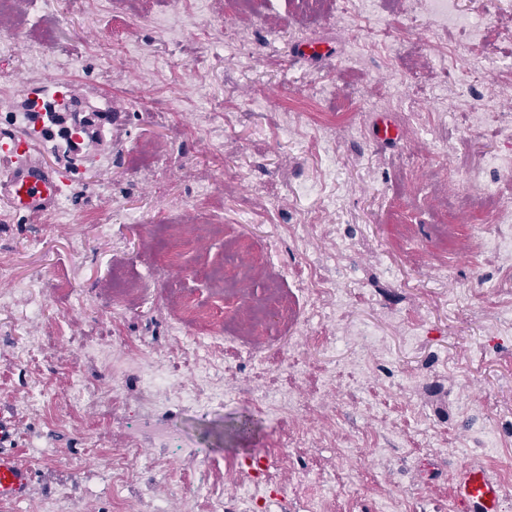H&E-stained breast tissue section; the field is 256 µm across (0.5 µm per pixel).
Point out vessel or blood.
<instances>
[{"label": "vessel or blood", "instance_id": "b4317fda", "mask_svg": "<svg viewBox=\"0 0 512 512\" xmlns=\"http://www.w3.org/2000/svg\"><path fill=\"white\" fill-rule=\"evenodd\" d=\"M50 85L29 92L21 109L26 112L33 135L27 136L13 126L0 127V172L15 209L44 212L56 202L65 178L60 172L43 168L35 159L43 141L54 138L52 123L46 119L44 105ZM11 424L0 415V512L27 498L32 482L31 470L18 460L12 449ZM455 498L463 512H501L502 489L485 469L461 465L455 484Z\"/></svg>", "mask_w": 512, "mask_h": 512}]
</instances>
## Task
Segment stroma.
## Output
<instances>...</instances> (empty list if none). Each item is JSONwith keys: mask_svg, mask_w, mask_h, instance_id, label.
<instances>
[{"mask_svg": "<svg viewBox=\"0 0 512 512\" xmlns=\"http://www.w3.org/2000/svg\"><path fill=\"white\" fill-rule=\"evenodd\" d=\"M343 2L309 19L294 0H258L250 12L231 0H19L16 14L0 16V29L31 25L0 50V118L47 81L112 113L81 156H37L67 172V212L16 213L0 194V261L10 268L0 278V413L34 473L14 512H71L75 499L86 512H113L108 466L133 434L148 468L128 492L135 512H200V486L229 510L248 480L267 512H379L386 495L410 512H461L450 496L460 465L498 472L512 459V275L494 248L447 250L432 216L448 198L477 193L466 170L512 155V138L460 108L447 65L420 51L432 0H390L373 13ZM148 5L171 24L142 27ZM228 28L251 45L249 56L226 43ZM304 43L334 55L301 58ZM380 118L400 128L394 146L373 138ZM325 126L336 132L330 152ZM144 143L156 157L147 167L131 157ZM228 165L238 174L230 183ZM117 209L124 223H111ZM207 218L223 234L180 245L165 235L169 222ZM233 238L246 248L241 262L272 256L294 275L284 296L330 317L318 336L301 324L269 341L261 361L215 350L223 407L169 408L196 363L175 297L205 312L203 332L218 334L266 287L261 269L234 298L215 291L209 271L224 265ZM312 269L335 280L341 300L297 291L295 279ZM60 274L71 296L57 295ZM123 281L146 294L139 311L120 316L112 287ZM145 350L173 376L151 412L132 374ZM292 357L303 376L290 372ZM78 378L117 389L119 403L73 404L67 391ZM34 386L52 391L48 407L28 405ZM268 390L311 407L285 422L255 411L254 396ZM465 400L493 433L463 412ZM243 415L257 433H232ZM299 428L309 441L281 457ZM361 432L381 441L355 454L370 484L351 501L337 452ZM84 438L93 451L83 452ZM194 449L212 466L189 486ZM247 456L274 464L255 478L233 466Z\"/></svg>", "mask_w": 512, "mask_h": 512, "instance_id": "1", "label": "stroma"}]
</instances>
